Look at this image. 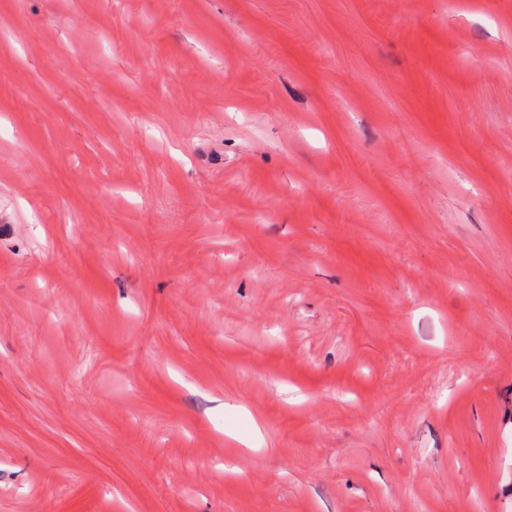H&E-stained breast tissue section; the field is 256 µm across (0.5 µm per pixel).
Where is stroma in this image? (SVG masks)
Returning a JSON list of instances; mask_svg holds the SVG:
<instances>
[{
  "mask_svg": "<svg viewBox=\"0 0 512 512\" xmlns=\"http://www.w3.org/2000/svg\"><path fill=\"white\" fill-rule=\"evenodd\" d=\"M0 512H512V0H0Z\"/></svg>",
  "mask_w": 512,
  "mask_h": 512,
  "instance_id": "1",
  "label": "stroma"
}]
</instances>
